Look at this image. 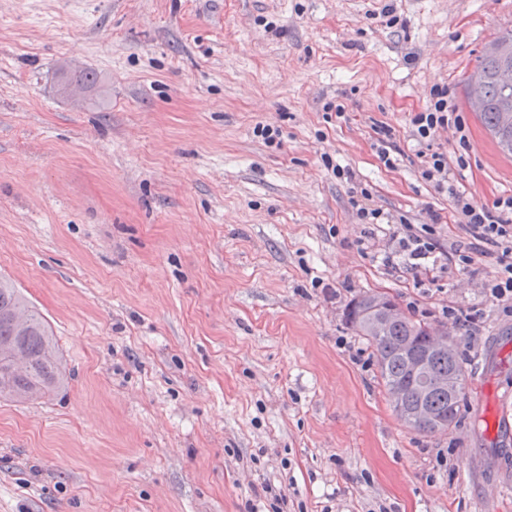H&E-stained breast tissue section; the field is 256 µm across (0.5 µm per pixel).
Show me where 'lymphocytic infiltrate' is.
<instances>
[{
	"instance_id": "obj_1",
	"label": "lymphocytic infiltrate",
	"mask_w": 512,
	"mask_h": 512,
	"mask_svg": "<svg viewBox=\"0 0 512 512\" xmlns=\"http://www.w3.org/2000/svg\"><path fill=\"white\" fill-rule=\"evenodd\" d=\"M430 104L415 113L410 121L409 135L417 146L425 149L420 175L441 192L447 193L470 234L469 241L451 244L445 254L449 264L468 266L483 249L495 248L497 269L484 284V294L496 302L512 303V195L503 196L489 206H475L464 192L457 189L453 170L445 152L432 150L431 145L441 131L452 128L463 133L454 106L448 103V89L437 86L430 91ZM397 253L401 265L414 275L430 276L438 268L437 242L431 225H415L400 221L396 234Z\"/></svg>"
}]
</instances>
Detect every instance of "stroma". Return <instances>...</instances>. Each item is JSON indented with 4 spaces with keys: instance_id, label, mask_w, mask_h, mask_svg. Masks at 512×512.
Instances as JSON below:
<instances>
[{
    "instance_id": "1",
    "label": "stroma",
    "mask_w": 512,
    "mask_h": 512,
    "mask_svg": "<svg viewBox=\"0 0 512 512\" xmlns=\"http://www.w3.org/2000/svg\"><path fill=\"white\" fill-rule=\"evenodd\" d=\"M506 32L512 0H0V276L68 377L0 398V512H512L495 258L394 273L395 244L362 249L352 204L358 184L465 239L408 139L437 85L465 124L466 143L435 141L457 188L479 207L512 192V157L467 104ZM69 68L97 75L82 98ZM382 126L405 150L393 169ZM371 290L437 328L446 305L478 317L456 426L423 435L394 412L344 319ZM377 134L382 137L378 138L377 153L384 166L390 169L395 168L397 155H400L402 150L399 145L392 139V131L387 127H380Z\"/></svg>"
}]
</instances>
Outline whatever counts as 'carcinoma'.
<instances>
[{"mask_svg":"<svg viewBox=\"0 0 512 512\" xmlns=\"http://www.w3.org/2000/svg\"><path fill=\"white\" fill-rule=\"evenodd\" d=\"M512 63V35L490 44L471 82L481 88L475 105L481 123L491 132L500 152L512 155V124L503 122L512 111V86L499 82V69ZM389 296L371 291L354 301L346 312V322L372 349L378 379L393 409L414 430L423 434L443 432L459 420L466 390V368L458 350V340L447 333L448 349L432 348L433 327L403 315L398 320L384 318V302ZM26 315L20 326L14 315ZM19 349L25 367L0 374V397L17 401L41 398L65 384L53 336L43 317L31 310L18 290L0 280V349Z\"/></svg>","mask_w":512,"mask_h":512,"instance_id":"carcinoma-1","label":"carcinoma"}]
</instances>
